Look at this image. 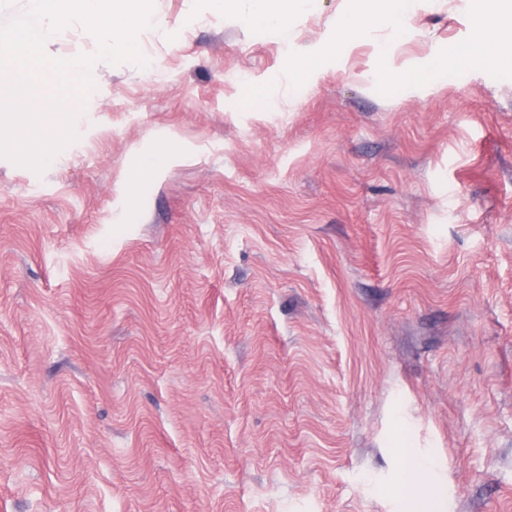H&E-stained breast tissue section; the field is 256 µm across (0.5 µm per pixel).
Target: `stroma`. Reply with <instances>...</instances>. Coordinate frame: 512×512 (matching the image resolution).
Instances as JSON below:
<instances>
[{"mask_svg":"<svg viewBox=\"0 0 512 512\" xmlns=\"http://www.w3.org/2000/svg\"><path fill=\"white\" fill-rule=\"evenodd\" d=\"M152 8L58 162L0 158V512H405L407 450L430 512H512V67L431 66L469 0L297 86L345 0ZM250 15L253 24L265 28L273 35L279 34L288 15L300 0H252Z\"/></svg>","mask_w":512,"mask_h":512,"instance_id":"35a3bbf8","label":"stroma"}]
</instances>
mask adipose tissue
<instances>
[{"mask_svg":"<svg viewBox=\"0 0 512 512\" xmlns=\"http://www.w3.org/2000/svg\"><path fill=\"white\" fill-rule=\"evenodd\" d=\"M475 14L470 41L451 53L439 56V67L461 59L482 65L512 62V0H471ZM410 11V0H347L331 40L318 49L292 50L285 57V69L293 80L314 77L323 60L334 51L337 41L363 40L377 22L387 20L401 27Z\"/></svg>","mask_w":512,"mask_h":512,"instance_id":"1","label":"adipose tissue"}]
</instances>
